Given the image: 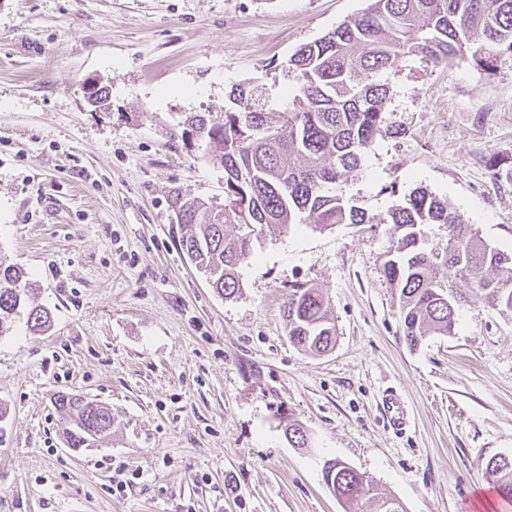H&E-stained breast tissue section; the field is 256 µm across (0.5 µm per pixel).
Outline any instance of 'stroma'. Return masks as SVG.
Masks as SVG:
<instances>
[{
	"mask_svg": "<svg viewBox=\"0 0 512 512\" xmlns=\"http://www.w3.org/2000/svg\"><path fill=\"white\" fill-rule=\"evenodd\" d=\"M367 5L0 0V251L52 316L44 333L20 321L0 337V512H348L322 481L334 458L404 512H471L487 492L486 461L512 457V312L473 294L455 335L409 346L378 219L423 187L512 252L511 57L492 71L401 60L394 132L345 185L374 223L257 227L235 298L183 256L169 206L176 188L224 201L223 166L179 122L243 82L281 109L288 57ZM91 78L110 109L85 100ZM298 284L329 299L324 355L288 340ZM60 391L111 408L98 447H68ZM291 420L309 447L288 442Z\"/></svg>",
	"mask_w": 512,
	"mask_h": 512,
	"instance_id": "obj_1",
	"label": "stroma"
}]
</instances>
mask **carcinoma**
<instances>
[{
	"instance_id": "1",
	"label": "carcinoma",
	"mask_w": 512,
	"mask_h": 512,
	"mask_svg": "<svg viewBox=\"0 0 512 512\" xmlns=\"http://www.w3.org/2000/svg\"><path fill=\"white\" fill-rule=\"evenodd\" d=\"M512 55V0H371L366 11L324 36L302 45L286 61L297 84L288 105L268 112L257 86L239 84L217 112L193 113L182 121L181 137L205 144L224 166V203L178 189L171 208L187 229L183 254L205 273L226 299L240 293L238 268L252 256L254 226L288 232L296 224L319 230L337 224L387 225L390 248L383 273L397 296L402 333L411 347L432 334L450 336L466 292L494 308L512 311V254L487 243L448 201L417 188L375 220L343 189L373 142L389 133L385 105L389 75L405 57L424 63L469 58L489 69ZM441 224L447 238L426 248L429 226ZM26 317L42 332L49 311L38 288L0 253V337ZM288 340L322 355L336 344V323L328 297L304 285L288 289L284 302ZM55 404L63 416L68 447L92 448L112 428L106 405L60 391ZM288 442L309 447L302 426L288 421ZM485 475L503 503L512 505V458H490ZM325 486L348 504L373 503L375 512H400V505L348 463L329 459L322 467Z\"/></svg>"
}]
</instances>
